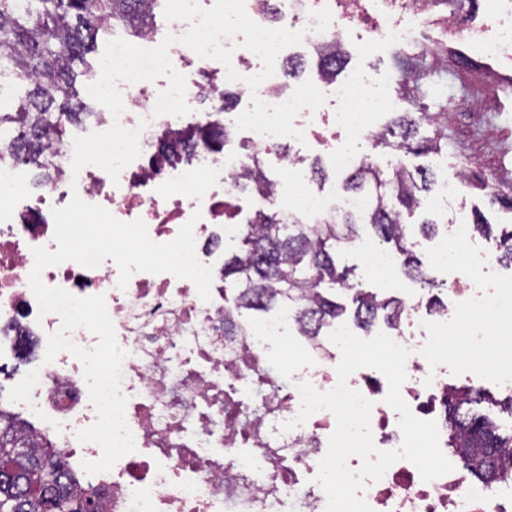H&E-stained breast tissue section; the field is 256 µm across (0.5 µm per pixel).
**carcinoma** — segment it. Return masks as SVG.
<instances>
[{"mask_svg": "<svg viewBox=\"0 0 512 512\" xmlns=\"http://www.w3.org/2000/svg\"><path fill=\"white\" fill-rule=\"evenodd\" d=\"M165 0H0V76L8 75L24 89L14 100L0 98V148L21 168L47 178L51 172L44 160L50 144L68 142V127L92 114L78 99L74 86L83 76L87 83L98 70L87 62L98 39L119 23L141 33L156 26L157 11ZM331 56L318 58L319 72L334 81L343 71L347 52L339 40L330 46ZM82 71H76V67ZM444 113L397 112L372 140L371 147L414 155L438 154L446 135L438 130ZM424 126L435 128L431 137H418ZM223 133L205 126L186 137L187 147L199 142L216 145ZM239 188L268 196L270 182L257 167L237 173ZM434 173L424 167L412 170L400 165L384 173L364 152L356 168L343 181L348 192L372 197L360 213L339 212L332 219L307 224L296 218L285 223L273 209L254 213L241 225L240 250L224 258L225 299L236 311L250 312L286 308L295 312V322L305 336H322L331 323L347 316V306L331 297L338 290L352 294V319L367 332L379 318L398 327L404 300L394 295L355 288L350 270L336 263V248L368 231L393 245L398 267L408 278L424 283V262L406 245L407 224L403 214L423 206V194L432 190ZM403 210H398L393 202ZM443 217L435 212L420 215L426 235L436 233ZM484 397L470 390L448 395V447L464 462L472 477L492 483L507 473L512 458V428L506 430L477 411ZM0 454L12 461L18 475L0 473V512H86L88 499L74 494L75 478L59 453L46 445L29 447V441L7 423L0 426ZM41 483L49 504L30 494Z\"/></svg>", "mask_w": 512, "mask_h": 512, "instance_id": "cac0c4a2", "label": "carcinoma"}]
</instances>
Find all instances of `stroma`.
<instances>
[{"instance_id": "stroma-1", "label": "stroma", "mask_w": 512, "mask_h": 512, "mask_svg": "<svg viewBox=\"0 0 512 512\" xmlns=\"http://www.w3.org/2000/svg\"><path fill=\"white\" fill-rule=\"evenodd\" d=\"M437 29L422 28L419 45L396 46L371 39L366 27L342 32L348 53L345 74L362 73L367 90L390 92L398 109L405 112H443L447 115V145L435 156L390 154L373 151V160L383 169L397 164L431 168L437 181L458 180L467 171V182H459L457 199L443 208L449 221L481 218L494 231L512 227V210L500 198H512V57L489 56L478 50L460 55L456 43H440ZM379 239L363 237L355 246L336 252L339 265L352 269L351 280L358 288L376 292L380 283L369 271L366 248L380 247ZM496 240L473 236L471 247L455 251L438 279L456 281L467 274L477 287L487 289L495 322H478L480 341L473 346L475 357H483L496 345L512 340V289H502L490 273L477 270V251L495 248Z\"/></svg>"}]
</instances>
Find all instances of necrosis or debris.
Here are the masks:
<instances>
[{
	"mask_svg": "<svg viewBox=\"0 0 512 512\" xmlns=\"http://www.w3.org/2000/svg\"><path fill=\"white\" fill-rule=\"evenodd\" d=\"M363 7L364 0H278L281 27L303 31L302 48L316 54L341 21L358 19ZM382 7L387 20L370 31L398 44L417 41L419 27L433 19L431 0H382ZM441 23L443 36L458 39L464 48L477 45L490 56L512 50V29L485 38L482 16L465 21L454 14ZM222 44L231 49V67L242 76L237 84L242 102L255 96L270 105L288 99L275 76L250 90L245 79L259 71L258 57L239 47L237 38ZM168 54L186 77L191 112L154 116L158 92L152 82L120 83L125 110L117 119L101 112L98 130L116 120L127 129L143 120L148 126L139 139L140 156L118 180L96 166L73 174L69 143L57 148L53 179L39 188L9 157H0V361L15 355L20 340L33 338L43 346L61 327L57 314H40L28 278L33 248H57L53 208L75 196L120 221L143 220L158 243L172 241L187 221H194L196 255L212 267V298L203 301L190 280L169 273L137 271L127 288L119 289V269L110 259L95 268L70 260L47 267L41 275L45 285L79 298L101 295L106 300L117 341L127 352L121 391L136 449L110 471L86 473L84 462L98 460L102 450L96 443L79 442L76 433L94 424L97 413L83 365L67 352L49 364L39 358L30 362L9 397L0 398V411L17 415L23 434L35 443L49 440L65 452L69 469L80 478L79 491L98 493L99 512H325L326 495L315 477L336 427L334 415L320 410L292 430L281 426L299 410L297 383L307 381L321 391L336 385L340 351L328 337L300 335L291 311L280 310L257 328L230 309L222 285L224 240L236 237L237 227L224 211L238 209L241 194L233 178L255 162L274 173L277 187L290 176L307 181L306 161L314 153L324 154L334 171L352 169L358 162L353 144L377 134L390 98L383 92L364 93L358 76L318 81L342 110H302L295 126L303 131L306 146L284 157L275 150L278 137L238 129L236 113L204 111V104L220 100L227 67L198 57L178 41ZM210 123L223 126L225 140L181 153L185 135ZM363 205V199L339 187L328 194L308 190L297 205L282 207L281 214L314 219ZM461 293L467 298L465 309L434 317L423 310L418 294H411L399 328L389 332L410 351L401 395L416 418L436 422L443 444L448 441V394L459 380L489 373L499 389L512 392V368L501 357L487 368L471 356L468 316L489 308L488 295L469 284ZM452 340L457 348L449 362L442 351ZM278 346L297 347L298 358L276 356ZM348 385L373 404L370 429L377 448H398L400 415L385 401L386 377L364 367L350 375ZM258 388L265 409L255 415L250 405ZM362 496L373 512H512V476L486 485L473 482L455 465L426 482L413 463L400 460L381 480L366 482Z\"/></svg>",
	"mask_w": 512,
	"mask_h": 512,
	"instance_id": "1",
	"label": "necrosis or debris"
}]
</instances>
